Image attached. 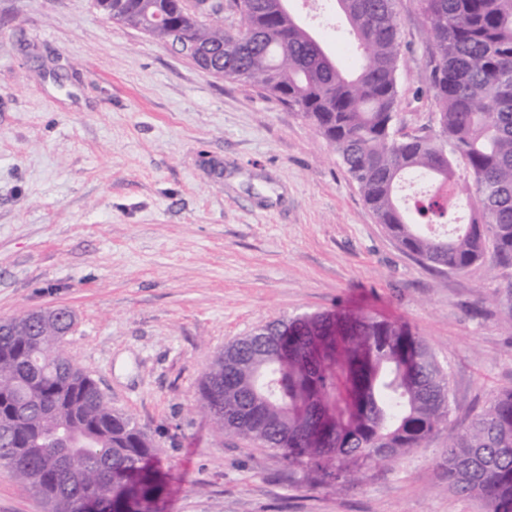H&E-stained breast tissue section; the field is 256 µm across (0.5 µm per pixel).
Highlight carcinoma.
<instances>
[{
    "label": "carcinoma",
    "mask_w": 512,
    "mask_h": 512,
    "mask_svg": "<svg viewBox=\"0 0 512 512\" xmlns=\"http://www.w3.org/2000/svg\"><path fill=\"white\" fill-rule=\"evenodd\" d=\"M434 63L433 135L395 129L401 59L396 0H339L356 44L346 69L277 0H230L244 21L224 29L205 0H94L131 27L164 13L204 51L201 68L257 87L308 120L356 181L377 223L420 262L463 272L491 257L512 265V0H419ZM464 168L469 181L457 172ZM409 177L431 189L404 203ZM460 206L471 221L450 235ZM0 332V466L45 512H158L162 449L130 414L112 410L63 347L70 328ZM198 405L215 429L279 452L336 482L353 466L423 448L448 429V488L512 512V388L466 425H448V373L409 327L357 311L268 323L224 347Z\"/></svg>",
    "instance_id": "obj_1"
}]
</instances>
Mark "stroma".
<instances>
[{
  "label": "stroma",
  "instance_id": "obj_1",
  "mask_svg": "<svg viewBox=\"0 0 512 512\" xmlns=\"http://www.w3.org/2000/svg\"><path fill=\"white\" fill-rule=\"evenodd\" d=\"M329 48L336 0H293ZM396 127L435 133L418 0H397ZM512 267L440 272L377 224L308 121L107 21L93 0H0V320L66 307V354L163 449L159 512H485L449 492L447 431L343 485L219 435L198 408L225 345L358 308L449 369L452 418L512 387ZM0 512H44L0 467Z\"/></svg>",
  "mask_w": 512,
  "mask_h": 512
}]
</instances>
